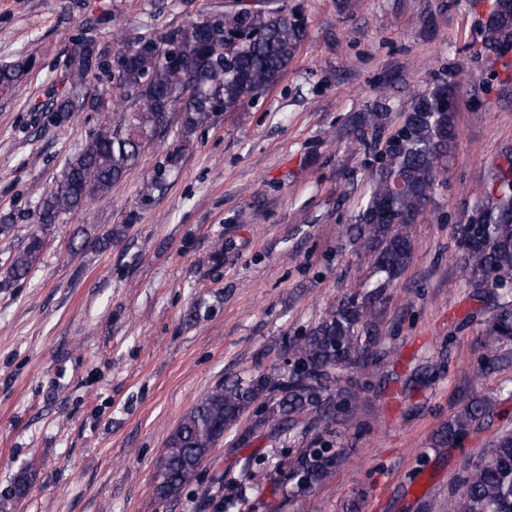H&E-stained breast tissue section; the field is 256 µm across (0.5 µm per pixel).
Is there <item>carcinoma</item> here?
I'll return each mask as SVG.
<instances>
[{
  "mask_svg": "<svg viewBox=\"0 0 512 512\" xmlns=\"http://www.w3.org/2000/svg\"><path fill=\"white\" fill-rule=\"evenodd\" d=\"M265 0L258 8L235 0L222 11L203 14L163 31L131 37L119 30L118 50L140 43L155 53L134 52L117 71L112 106L122 112L119 124L99 125L69 156L53 186L38 200L40 224H57L89 199L104 195L139 165L145 148L177 121L175 143L163 154L143 183L147 199L178 168L194 138L209 129L220 112H234L273 86L297 54L307 34L304 19L288 15ZM501 0H492L490 20L483 25L475 54L497 61L512 54V10L496 18ZM73 92L45 113L50 126L65 124L74 112L99 111L103 103L81 89L98 74L87 72L80 58L69 57ZM30 70L28 61L0 68V84L13 87ZM471 81L462 67L440 74L425 92H416L400 123L391 124L387 106L373 103L350 125L353 141L375 143L389 132L374 163L353 223L342 235L363 253L369 266V290L341 299L305 335L288 343L290 369L272 365L261 373L224 381L203 397L171 433L158 474V498L178 497L224 436L251 404L260 400L263 416L257 429L271 436L293 428L303 416L326 428L336 410V369L352 365L369 371L381 361L401 359L394 347L377 345L384 291L408 267L413 256L412 225L427 212L439 175L447 167L456 139L455 110L445 107L455 88ZM194 90L184 101L187 90ZM457 271L475 288L491 290L484 335L494 346L512 345V150L488 172L483 195L452 225ZM43 237L32 232L13 256L8 279L26 278L41 256ZM493 414V404L474 398L436 433L434 444L445 447L480 428ZM342 451L307 448L288 461L291 497H301L310 512H320L312 492L335 477ZM448 512H512V433H502L491 459L467 471L448 496Z\"/></svg>",
  "mask_w": 512,
  "mask_h": 512,
  "instance_id": "carcinoma-1",
  "label": "carcinoma"
}]
</instances>
